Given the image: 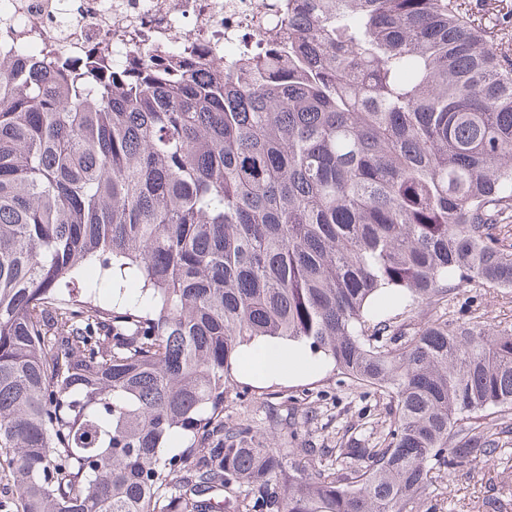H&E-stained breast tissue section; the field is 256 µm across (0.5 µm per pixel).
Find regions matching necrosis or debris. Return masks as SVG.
<instances>
[{
    "label": "necrosis or debris",
    "instance_id": "obj_1",
    "mask_svg": "<svg viewBox=\"0 0 512 512\" xmlns=\"http://www.w3.org/2000/svg\"><path fill=\"white\" fill-rule=\"evenodd\" d=\"M282 0H0V62L70 61L95 54L113 65L162 51L219 64L287 26Z\"/></svg>",
    "mask_w": 512,
    "mask_h": 512
}]
</instances>
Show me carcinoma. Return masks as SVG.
<instances>
[{
  "label": "carcinoma",
  "instance_id": "1",
  "mask_svg": "<svg viewBox=\"0 0 512 512\" xmlns=\"http://www.w3.org/2000/svg\"><path fill=\"white\" fill-rule=\"evenodd\" d=\"M286 5L222 68L0 65V512H413L512 445V326L446 308L512 293L504 13ZM259 338L386 399L382 435L224 422Z\"/></svg>",
  "mask_w": 512,
  "mask_h": 512
}]
</instances>
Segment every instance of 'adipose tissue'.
Instances as JSON below:
<instances>
[{"label":"adipose tissue","instance_id":"adipose-tissue-1","mask_svg":"<svg viewBox=\"0 0 512 512\" xmlns=\"http://www.w3.org/2000/svg\"><path fill=\"white\" fill-rule=\"evenodd\" d=\"M242 355L247 372L259 378L300 374L306 371L311 361L303 346L271 338L244 347Z\"/></svg>","mask_w":512,"mask_h":512}]
</instances>
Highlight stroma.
Returning a JSON list of instances; mask_svg holds the SVG:
<instances>
[{
	"label": "stroma",
	"instance_id": "35a3bbf8",
	"mask_svg": "<svg viewBox=\"0 0 512 512\" xmlns=\"http://www.w3.org/2000/svg\"><path fill=\"white\" fill-rule=\"evenodd\" d=\"M466 293L489 322L512 325V294L478 286ZM312 361L311 371L303 376L270 380L251 377L243 366H236L224 400L225 421L250 419L257 437L266 439L267 409L283 414L292 409L306 420L303 440L321 448L335 447L338 439L350 434L379 432L382 404L372 397L360 398L323 356H313ZM435 486V512H512V454L478 464L467 473H439Z\"/></svg>",
	"mask_w": 512,
	"mask_h": 512
}]
</instances>
